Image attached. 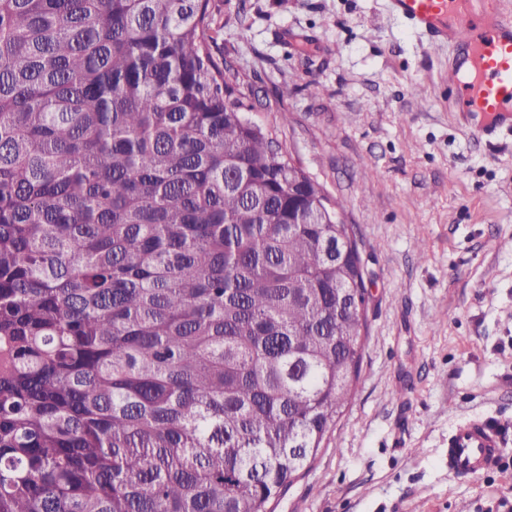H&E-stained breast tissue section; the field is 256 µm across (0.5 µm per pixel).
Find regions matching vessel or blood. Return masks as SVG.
Masks as SVG:
<instances>
[{
	"label": "vessel or blood",
	"mask_w": 512,
	"mask_h": 512,
	"mask_svg": "<svg viewBox=\"0 0 512 512\" xmlns=\"http://www.w3.org/2000/svg\"><path fill=\"white\" fill-rule=\"evenodd\" d=\"M391 10L430 42L448 43V95L469 130L486 140L512 126V9L502 0H389ZM503 446L499 422L475 416L448 437V466L468 475L493 468Z\"/></svg>",
	"instance_id": "vessel-or-blood-1"
}]
</instances>
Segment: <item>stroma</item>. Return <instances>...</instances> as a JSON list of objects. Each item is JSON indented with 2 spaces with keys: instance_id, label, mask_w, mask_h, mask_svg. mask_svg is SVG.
I'll return each mask as SVG.
<instances>
[{
  "instance_id": "1",
  "label": "stroma",
  "mask_w": 512,
  "mask_h": 512,
  "mask_svg": "<svg viewBox=\"0 0 512 512\" xmlns=\"http://www.w3.org/2000/svg\"><path fill=\"white\" fill-rule=\"evenodd\" d=\"M211 52L245 112L329 198L367 270L351 404L271 512H512V131L470 135L453 51L388 0H210ZM484 414L499 467L448 469V432Z\"/></svg>"
}]
</instances>
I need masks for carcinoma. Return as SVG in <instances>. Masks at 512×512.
I'll return each instance as SVG.
<instances>
[{
	"instance_id": "carcinoma-1",
	"label": "carcinoma",
	"mask_w": 512,
	"mask_h": 512,
	"mask_svg": "<svg viewBox=\"0 0 512 512\" xmlns=\"http://www.w3.org/2000/svg\"><path fill=\"white\" fill-rule=\"evenodd\" d=\"M209 0H0V512H267L353 397L345 202Z\"/></svg>"
}]
</instances>
